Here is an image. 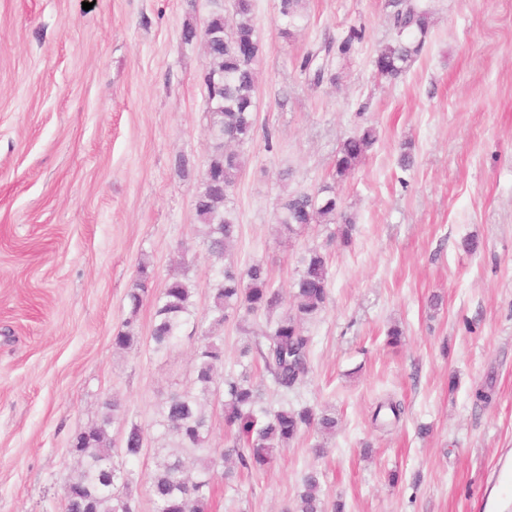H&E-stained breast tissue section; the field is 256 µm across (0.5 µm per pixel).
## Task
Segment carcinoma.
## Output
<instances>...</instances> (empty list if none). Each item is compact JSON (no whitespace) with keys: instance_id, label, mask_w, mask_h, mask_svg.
I'll return each mask as SVG.
<instances>
[{"instance_id":"obj_1","label":"carcinoma","mask_w":512,"mask_h":512,"mask_svg":"<svg viewBox=\"0 0 512 512\" xmlns=\"http://www.w3.org/2000/svg\"><path fill=\"white\" fill-rule=\"evenodd\" d=\"M215 9L205 28L207 95L216 97L208 107L212 150L196 198L195 209L201 223L208 226L206 246L215 257H224L237 232V224L226 207L229 191L245 165L242 148L256 133V65L262 55V45L252 23L253 0H234L233 23L224 16L221 0H213ZM396 7V34L380 47L373 59L378 76L389 80L401 77L424 49L430 28L429 10L421 0H392ZM303 0H280V20L284 32L300 26L304 19ZM364 31L352 28L340 40L327 38L315 52L308 54L302 70L312 75L316 84L328 74L319 55L345 57L361 42ZM377 141L372 126L361 128L340 145L336 157V181L348 179L367 151ZM283 231L299 235L312 224L337 226L327 238L326 246L305 251L300 269L292 282L291 297L295 313L285 315L253 332L241 356L263 363L273 384L283 393L300 384L310 370L312 338L305 334L301 323L309 321L324 308L330 288L328 253L326 248L338 243L351 245L356 224L342 211L336 192L323 187L319 194H299L289 197L276 217ZM153 280V271L140 266L138 277L127 293L131 319L128 329L117 332L112 344L129 349L135 336L129 330ZM192 284L186 279L173 278L152 295L155 304V324L151 335L153 349L162 352L173 347L184 327L194 328L208 320L221 325L230 316H246L273 311L282 297L271 283L266 266L254 262L243 271L232 266L220 269L214 280L211 305L203 318L192 310ZM224 351L211 331L200 334L196 350L194 384L207 396L220 398L224 415V449L206 447L207 418L198 396L191 391L171 396L159 410L158 425L164 434L176 440L172 449L157 467L150 484L154 512H209L214 487L211 472L218 462L236 456L243 469L261 470L272 464L276 455L307 429L320 434L336 432V417L312 407L295 409L281 402L273 408L262 405L259 389L244 374L216 379L217 365L223 362ZM119 409L117 401L104 403L100 420L74 437L70 453L77 457L80 468L63 485V512H135L131 499L117 495V485L129 488L132 471L122 468L119 459L138 458L144 450V432L136 424L125 434L123 446L115 450L108 426ZM404 408L388 399L376 407L373 422L380 426L396 425ZM202 462L196 473L186 467L185 455ZM284 512H327L319 473L310 469L304 473L301 491L293 507Z\"/></svg>"}]
</instances>
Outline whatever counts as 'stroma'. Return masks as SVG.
Wrapping results in <instances>:
<instances>
[{"instance_id": "1", "label": "stroma", "mask_w": 512, "mask_h": 512, "mask_svg": "<svg viewBox=\"0 0 512 512\" xmlns=\"http://www.w3.org/2000/svg\"><path fill=\"white\" fill-rule=\"evenodd\" d=\"M82 2L0 0V512H62L70 441L112 398L114 447L130 424L145 434L129 494L153 512L150 479L172 445L158 410L193 390L199 341L154 352L152 299L134 315L128 306L140 264L158 289L188 279L201 316L223 265L260 260L283 296L278 315L292 313L300 258L329 229L291 238L275 216L288 197L326 186L357 230L351 246L330 248L329 300L304 325L305 380L283 393L262 364L243 366L237 317L214 334L221 373L248 372L269 406L330 409L336 433L303 434L229 483L215 470L210 512H283L310 468L346 512H485L496 464L512 457V0H423L426 45L394 81L373 67L394 33L390 0H305L290 36L279 0H253L257 134L227 197L238 227L221 259L195 210L211 144V0ZM353 27L364 39L330 58L336 81L313 83L302 59ZM367 125L377 142L337 182L341 142ZM127 324L137 344L113 347ZM394 324L395 349L385 344ZM487 387L492 402L477 404ZM389 395L405 413L381 430L372 415Z\"/></svg>"}]
</instances>
